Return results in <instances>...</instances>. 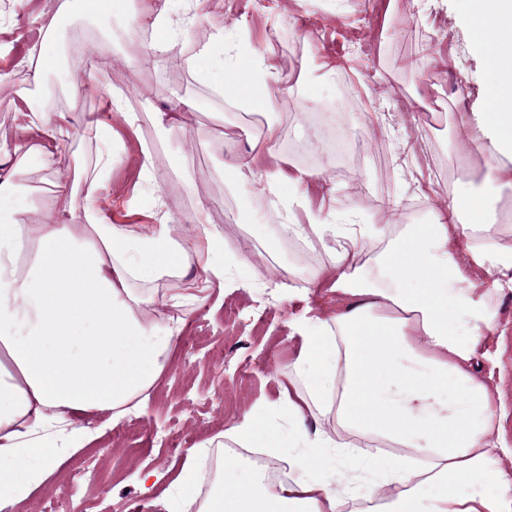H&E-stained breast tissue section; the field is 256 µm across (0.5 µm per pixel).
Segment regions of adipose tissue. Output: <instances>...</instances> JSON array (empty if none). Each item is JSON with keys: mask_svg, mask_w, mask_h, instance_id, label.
Listing matches in <instances>:
<instances>
[{"mask_svg": "<svg viewBox=\"0 0 512 512\" xmlns=\"http://www.w3.org/2000/svg\"><path fill=\"white\" fill-rule=\"evenodd\" d=\"M469 6L496 77L493 107L475 113L465 132L492 157L477 188L490 213L500 191L512 187V0H469ZM127 13L129 34L151 33V52L168 51L180 36L164 11ZM196 74L249 104L270 105L259 78L215 79L202 68ZM68 139L62 122L27 100L13 137L0 140V156L35 152L51 164L66 155ZM224 171L256 194L322 180L319 169L296 168L261 184L245 161L225 164ZM11 178L0 168V512H13L57 456L52 442L36 438L39 427L77 412L120 420L126 404L163 370L179 329L137 314L181 306L186 296L177 288L138 293L130 281L178 280L193 263L211 284H223L226 273L215 258L221 239L210 226L188 248L162 229L105 223L94 208L73 214L68 224H30L9 189ZM498 233L490 216L473 222L455 210L399 234L386 225L344 228L331 265L311 272L302 287L306 295L328 290L345 305L296 327L314 344L292 363L308 382L305 396L288 404L298 476L279 489L256 474L225 482L205 512H345L358 496L364 463L371 487L393 489L387 512H512V469L504 464L512 447L487 349L496 312L477 287L488 279L512 288V252L499 248ZM371 242L382 249L366 272L358 257ZM462 242L471 258L466 266L456 260ZM313 405L335 418L339 434L310 433ZM349 434L382 437L406 452L369 459L346 442Z\"/></svg>", "mask_w": 512, "mask_h": 512, "instance_id": "obj_1", "label": "adipose tissue"}]
</instances>
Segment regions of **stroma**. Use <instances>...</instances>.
<instances>
[{
  "label": "stroma",
  "mask_w": 512,
  "mask_h": 512,
  "mask_svg": "<svg viewBox=\"0 0 512 512\" xmlns=\"http://www.w3.org/2000/svg\"><path fill=\"white\" fill-rule=\"evenodd\" d=\"M5 15L0 43H33L37 33L57 23L60 54L42 85L28 78L21 55H0V79L15 83V96L0 99V137L11 138L18 107L24 98L46 101L57 90L68 103L62 114L70 132V152L53 165L35 154L13 158V187L21 192L31 214L43 221L64 223L87 200L81 189L102 145L96 128L112 129L116 162L104 194L113 212L132 208L145 223H167V232L181 239V227L196 224L197 205L210 204L207 221L224 240V261L230 275L223 289H210L208 299L183 313L178 340L165 367L147 392V405L131 410L139 422L132 442L117 436L118 426L104 413L69 416L42 430L59 454L52 475L35 487L14 512H44L46 492L68 483L74 468L100 473L93 485L73 487L70 512H156L192 448L206 440L233 446L226 427L253 409L288 437V396L305 394L306 385L288 370L305 344L291 326L308 317L312 305L336 310L332 297L312 302L287 285L301 284L306 272L328 267L337 235L306 239L302 265L293 262L281 223L271 222L258 195L224 174L228 154L249 162L259 182L277 170L297 166L288 146L316 137L310 115L343 105L349 113L347 130L363 143L359 161L341 169L313 160L324 180L313 189L323 203L321 217L342 224H391L402 230L403 213L419 208L427 223L445 211L458 209L480 219V204L470 193L484 168L476 153L463 151L462 126L468 113L485 111L492 74L477 50L481 34L467 18L464 0H209L204 14L184 29L178 49L197 50L217 31L234 44L224 58L225 69L246 70L261 60L269 68L267 83L280 120L271 152L253 149L255 130L238 123L248 106L205 95L195 70L185 83H163L159 77L170 64L166 53L147 55L125 32L123 17L100 19L80 6L65 15L55 8L40 10L37 0H14ZM92 32L121 65L115 70H79L76 85L65 84L60 71L73 70L75 36ZM340 63L324 68L326 59ZM194 100L195 108L173 111L178 98ZM171 112L165 125L155 113ZM138 113L136 126L124 115ZM147 149L155 176L140 173L138 152ZM191 156L190 171L179 160ZM65 180L74 192L57 197L53 185ZM498 335L491 347L498 352L507 418L504 432L512 444V288L496 292ZM266 314L264 335L253 326ZM86 427L93 439L83 448H68L69 433ZM151 473L150 489L139 482Z\"/></svg>",
  "instance_id": "stroma-1"
}]
</instances>
